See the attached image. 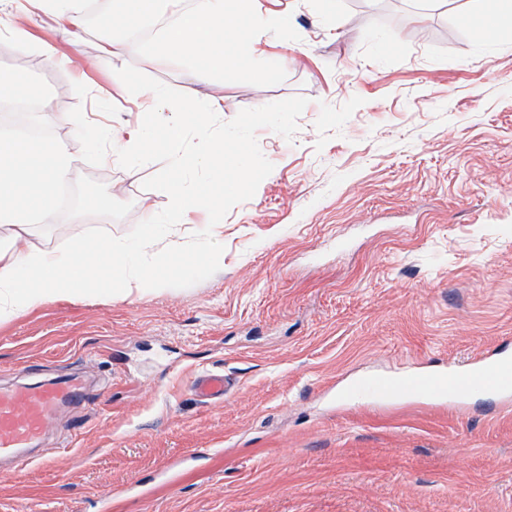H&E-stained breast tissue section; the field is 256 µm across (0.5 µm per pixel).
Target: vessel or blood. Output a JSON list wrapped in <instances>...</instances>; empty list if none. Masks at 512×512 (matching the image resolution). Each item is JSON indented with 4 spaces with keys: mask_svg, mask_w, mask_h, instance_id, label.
<instances>
[{
    "mask_svg": "<svg viewBox=\"0 0 512 512\" xmlns=\"http://www.w3.org/2000/svg\"><path fill=\"white\" fill-rule=\"evenodd\" d=\"M506 367L512 369V355L501 350L476 357L463 369L411 371L396 388L378 379L365 378L355 384L353 391L370 398L397 391L457 399L492 393L507 399L512 397V379L499 375ZM232 388V382L220 371L201 372L192 381L193 392L203 400H223ZM83 398L84 384L76 376L43 384L0 388V461H12V475L24 472L30 462L27 448L41 439L58 409L81 402Z\"/></svg>",
    "mask_w": 512,
    "mask_h": 512,
    "instance_id": "vessel-or-blood-1",
    "label": "vessel or blood"
}]
</instances>
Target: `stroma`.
Listing matches in <instances>:
<instances>
[{"mask_svg": "<svg viewBox=\"0 0 512 512\" xmlns=\"http://www.w3.org/2000/svg\"><path fill=\"white\" fill-rule=\"evenodd\" d=\"M298 40L255 37L286 71L271 86L220 82L136 52L112 57L39 11L0 5L26 29L0 65L51 86V126L71 178L131 203L123 219L61 218L30 242L86 229L126 235L168 203L81 157L86 119L137 135L153 102L132 65L224 121L291 97L293 139L256 137L272 172L217 234L224 265L188 288L58 297L0 323V387L80 374L43 462L0 474V512H512V404L350 396L366 376L462 364L512 343V19L477 33L472 0H254ZM205 369L237 381L224 401L190 389Z\"/></svg>", "mask_w": 512, "mask_h": 512, "instance_id": "obj_1", "label": "stroma"}]
</instances>
